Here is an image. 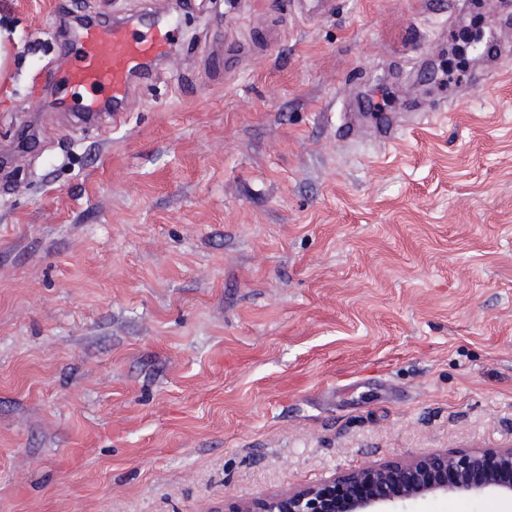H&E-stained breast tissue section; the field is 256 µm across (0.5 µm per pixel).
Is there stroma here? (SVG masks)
<instances>
[{
	"label": "stroma",
	"mask_w": 512,
	"mask_h": 512,
	"mask_svg": "<svg viewBox=\"0 0 512 512\" xmlns=\"http://www.w3.org/2000/svg\"><path fill=\"white\" fill-rule=\"evenodd\" d=\"M282 0H0V512H231L437 451L512 445V68L419 133L342 143L344 105L454 96L493 28L346 0L225 80ZM182 34L110 131L51 72L73 15ZM411 512H512L435 495Z\"/></svg>",
	"instance_id": "stroma-1"
}]
</instances>
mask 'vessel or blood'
Instances as JSON below:
<instances>
[{"label":"vessel or blood","instance_id":"vessel-or-blood-1","mask_svg":"<svg viewBox=\"0 0 512 512\" xmlns=\"http://www.w3.org/2000/svg\"><path fill=\"white\" fill-rule=\"evenodd\" d=\"M297 18L319 24L339 11L343 0H289ZM173 34L169 20L148 18L140 25L102 21L83 27L70 49L67 67L58 76L60 98L74 89L85 93L80 111L83 120L122 119L121 106L134 89L132 78L144 72L148 62L167 55ZM485 57V70L475 72L474 83L481 84L506 67L512 66V48L502 44L496 34H489L480 46ZM362 113L345 110L337 128L341 141L356 140ZM406 125L400 112L375 115L373 133L379 145L392 146Z\"/></svg>","mask_w":512,"mask_h":512}]
</instances>
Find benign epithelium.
<instances>
[{
	"label": "benign epithelium",
	"mask_w": 512,
	"mask_h": 512,
	"mask_svg": "<svg viewBox=\"0 0 512 512\" xmlns=\"http://www.w3.org/2000/svg\"><path fill=\"white\" fill-rule=\"evenodd\" d=\"M512 448L434 452L339 475L325 483L238 504L232 512H401L448 492L512 496Z\"/></svg>",
	"instance_id": "obj_1"
}]
</instances>
